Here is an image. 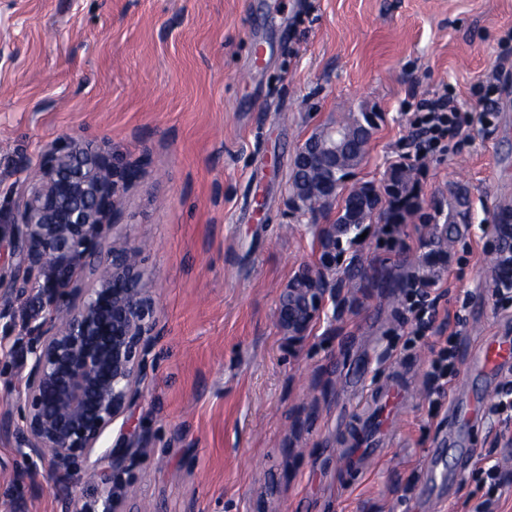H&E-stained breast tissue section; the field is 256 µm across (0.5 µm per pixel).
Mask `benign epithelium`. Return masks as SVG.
<instances>
[{"instance_id": "benign-epithelium-1", "label": "benign epithelium", "mask_w": 512, "mask_h": 512, "mask_svg": "<svg viewBox=\"0 0 512 512\" xmlns=\"http://www.w3.org/2000/svg\"><path fill=\"white\" fill-rule=\"evenodd\" d=\"M347 131L315 130L294 159L322 151L340 157ZM139 177L82 140L70 139L41 158L27 183L12 235L30 273L51 270L48 313L31 330L30 368L17 405V434L29 458L50 456L67 475L91 462L104 434L124 418L138 395L147 355L157 336V309L141 267L140 250L125 241L105 247L117 227L120 200ZM336 254L307 269V287L289 284L288 308L277 321L299 343L323 312Z\"/></svg>"}]
</instances>
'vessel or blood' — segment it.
<instances>
[{"label": "vessel or blood", "instance_id": "obj_1", "mask_svg": "<svg viewBox=\"0 0 512 512\" xmlns=\"http://www.w3.org/2000/svg\"><path fill=\"white\" fill-rule=\"evenodd\" d=\"M472 369L494 373L502 367L512 365V341L488 340L469 355ZM415 388L406 370L397 368L390 372L366 396L371 406V420L356 419L349 431V439L343 460L351 470H365L370 462L366 451L369 427H376L382 441H390L398 420V408L412 398Z\"/></svg>", "mask_w": 512, "mask_h": 512}]
</instances>
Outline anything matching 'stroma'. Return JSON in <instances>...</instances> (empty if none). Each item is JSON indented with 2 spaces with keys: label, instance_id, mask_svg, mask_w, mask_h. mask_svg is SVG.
<instances>
[{
  "label": "stroma",
  "instance_id": "stroma-1",
  "mask_svg": "<svg viewBox=\"0 0 512 512\" xmlns=\"http://www.w3.org/2000/svg\"><path fill=\"white\" fill-rule=\"evenodd\" d=\"M512 0H0V512H75L103 489L27 460L14 431L30 324L45 278L11 236L24 183L67 139L140 168L117 238L141 250L161 334L128 411L103 449L123 448L119 494L135 512H473L499 465L498 512H512V425L485 412L501 377L471 370L486 338L512 340V302L493 293L495 227L512 225ZM264 60L254 64V46ZM496 116L431 161L420 208L387 246L378 224L338 266L336 297L289 350L280 296L315 266L335 209L297 212L293 156L345 112L377 113L348 183L382 186L411 150L405 114L446 89L463 106L491 73ZM470 200L433 291L445 330L467 319L456 373L433 405L432 333L416 334L403 291L442 238L448 188ZM409 369L415 399L361 475L341 448L368 389ZM480 405L464 420L453 410Z\"/></svg>",
  "mask_w": 512,
  "mask_h": 512
}]
</instances>
